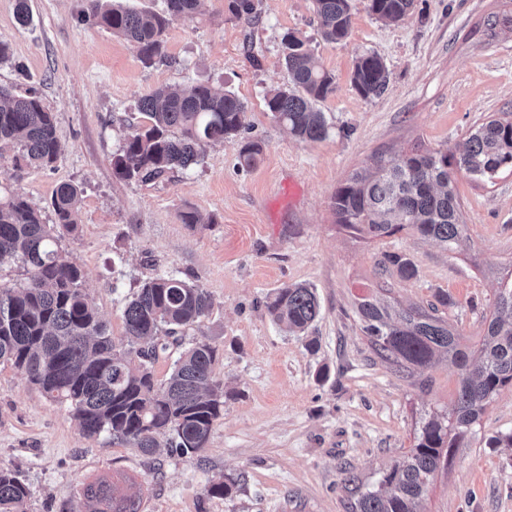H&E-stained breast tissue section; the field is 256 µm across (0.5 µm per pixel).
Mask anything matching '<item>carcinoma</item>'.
<instances>
[{"mask_svg":"<svg viewBox=\"0 0 512 512\" xmlns=\"http://www.w3.org/2000/svg\"><path fill=\"white\" fill-rule=\"evenodd\" d=\"M162 12L100 6L101 27L123 38L151 65L166 61L163 35L178 19L201 15L205 0H164ZM353 0H313L323 40L348 38ZM414 0H368L369 10L390 22L404 20ZM229 12L241 19L256 14L255 0H229ZM288 85L265 98L268 112L301 141L326 138L328 123L316 103L335 91L332 73L317 61L306 41L293 32L281 40ZM390 73L375 53L356 58L353 88L365 98L380 96ZM146 123L124 135L116 173L125 180H156L199 162L205 148L237 136L244 102L232 92L207 84L164 86L138 101ZM11 148L13 170L53 167L60 154L54 113L33 92L16 95L0 87V150ZM263 147L247 141L240 165L254 167ZM512 168V119H490L470 133L458 154L413 150L378 157L363 172L349 176L334 194L336 223L354 234L383 238L404 230L451 251L466 235L455 171L491 181ZM52 223L24 196L0 201V266L21 263L26 281L0 285V361L10 362L48 397L68 404L80 433L112 439L153 454L162 446L183 454L206 447L214 423L224 412V386L214 379L217 349L201 338L179 352L165 388L159 392L150 368L158 339L200 323L211 307L207 290L182 278L159 273L142 284L125 305L127 348L112 340L95 304L82 288L85 272L58 249L60 230L79 224L80 191L61 185L53 200ZM399 277L416 275L404 254L385 256ZM441 295L425 310L402 307L372 293L356 298L360 329L375 354L411 377L436 362L455 368L458 380L449 411L425 414L414 444L394 461L376 485L360 486L344 478L355 498L349 512H422L420 505L435 475L448 467L453 449L477 423L501 388L512 384V283L499 288L485 322L481 346L462 344L460 334L438 315ZM266 308L288 332L308 336L320 315L315 289L296 284L271 292ZM85 512H138L139 502L116 498L112 484L100 481L83 490ZM27 485L0 468V512H27Z\"/></svg>","mask_w":512,"mask_h":512,"instance_id":"obj_1","label":"carcinoma"}]
</instances>
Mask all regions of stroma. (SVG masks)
<instances>
[{
    "mask_svg": "<svg viewBox=\"0 0 512 512\" xmlns=\"http://www.w3.org/2000/svg\"><path fill=\"white\" fill-rule=\"evenodd\" d=\"M228 2L208 0L204 15L174 21L168 63L148 66L97 24L96 0H29L24 25L17 0H0V41L10 48L0 85L41 98L61 147L51 169L17 173L11 157L0 158V197L24 195L49 221L57 188H79V230L59 247L83 267V287L116 343L125 341L124 306L146 279L167 271L205 288L213 306L182 340L217 348L213 373L224 384V415L202 452L146 455L105 434L83 437L65 405L0 362V467L28 486V512H80L85 485L101 478L139 498L140 512H347L345 471L377 482L412 447L420 415L449 410L457 388L447 364L409 381L379 359L353 312L355 296L382 282L405 304L447 294L444 317L473 345L500 282L512 277V171L491 183L456 172L467 238L451 252L406 232L350 236L332 208L337 187L375 156L452 151L487 118L512 115V30L484 32L487 16L512 0H415L398 23L355 0L350 35L339 43L321 38L312 0H255L249 21L233 17ZM291 31L336 81L318 104L329 130L317 142L291 137L265 107L266 94L288 83L280 42ZM366 51L390 72L373 99L350 82ZM201 82L245 102L238 136L207 148L188 170L119 178L122 136L143 120L138 99ZM246 141L264 149L249 169L238 160ZM187 211L206 223L184 224ZM390 252L408 255L414 279L383 267ZM294 284L315 288L320 300L314 350L265 307L271 291ZM509 434L512 385L437 473L423 512H512ZM222 477L235 480L233 494L209 495Z\"/></svg>",
    "mask_w": 512,
    "mask_h": 512,
    "instance_id": "1",
    "label": "stroma"
}]
</instances>
